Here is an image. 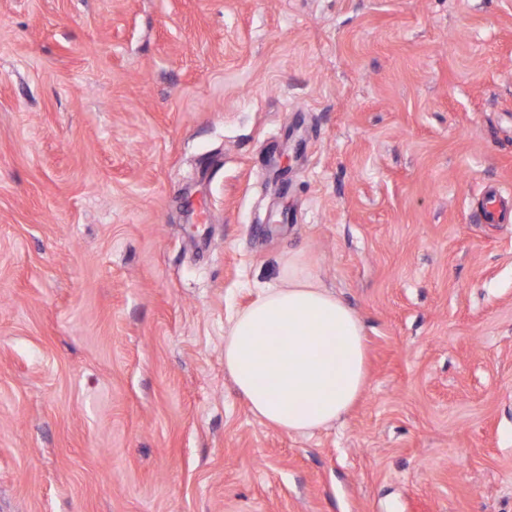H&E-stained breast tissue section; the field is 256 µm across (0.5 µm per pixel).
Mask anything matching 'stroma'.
Returning a JSON list of instances; mask_svg holds the SVG:
<instances>
[{
    "mask_svg": "<svg viewBox=\"0 0 512 512\" xmlns=\"http://www.w3.org/2000/svg\"><path fill=\"white\" fill-rule=\"evenodd\" d=\"M512 0H0V512H512ZM301 253L367 385L262 424ZM512 219V205L506 201L497 191L489 189L485 192L478 219L484 224H501ZM269 336V338H268ZM278 336L279 343H267ZM365 329L297 253L224 336V371L253 416L287 434L340 420L367 383Z\"/></svg>",
    "mask_w": 512,
    "mask_h": 512,
    "instance_id": "35a3bbf8",
    "label": "stroma"
}]
</instances>
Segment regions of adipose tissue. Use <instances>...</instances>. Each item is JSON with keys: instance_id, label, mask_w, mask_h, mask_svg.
I'll return each mask as SVG.
<instances>
[{"instance_id": "ef3b65f1", "label": "adipose tissue", "mask_w": 512, "mask_h": 512, "mask_svg": "<svg viewBox=\"0 0 512 512\" xmlns=\"http://www.w3.org/2000/svg\"><path fill=\"white\" fill-rule=\"evenodd\" d=\"M271 336L277 346L268 344ZM224 370L255 418L287 434H311L340 420L362 395L364 325L292 253L278 282L259 288L233 318Z\"/></svg>"}]
</instances>
